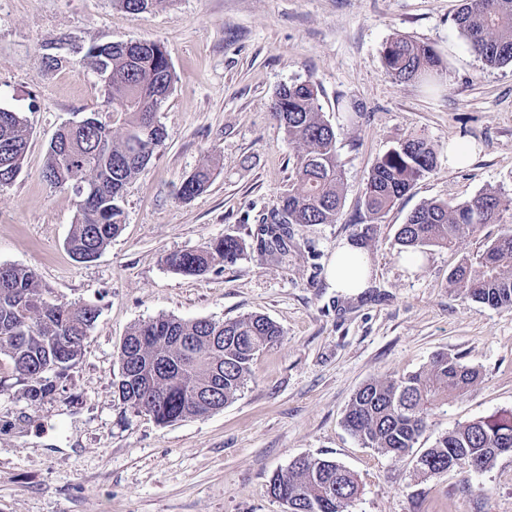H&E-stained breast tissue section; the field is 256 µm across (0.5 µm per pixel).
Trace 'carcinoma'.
<instances>
[{
	"mask_svg": "<svg viewBox=\"0 0 512 512\" xmlns=\"http://www.w3.org/2000/svg\"><path fill=\"white\" fill-rule=\"evenodd\" d=\"M459 34L485 66L512 65V0H463L455 18ZM86 59L95 72L110 76L102 92L112 111L127 116L124 135L116 139L101 123L64 126L49 144L44 177L54 186L85 184V204L78 208L68 247L81 262L95 259L125 224L120 205L126 184L136 178L162 146L165 133L156 112L176 81L163 44L147 41L128 49L120 43L89 48ZM386 72L400 82L437 81L440 60L434 49L396 36L383 50ZM273 114L288 142L297 148L294 177L266 217L257 239L264 256L288 255L291 224H335L341 218L344 173L336 134L324 118L319 90L310 82L282 86ZM29 132L17 112L0 108V189L18 177ZM434 147L409 135L378 159L369 174L363 204L379 223L395 202L433 171ZM202 168L186 179L178 194L190 199L210 181ZM504 200L488 190L473 200L452 205L429 201L400 225V251L428 247L454 250L465 234L484 224L500 223ZM243 241L224 237L193 251L170 254L166 264L177 273L201 276L213 267L233 263L244 252ZM448 284L491 307L512 306V227H502L483 252L461 259ZM98 318L87 304L61 302L37 288L35 274L24 267L0 266V355L28 382L27 396L41 401L55 390L50 376L59 375L81 358L84 343ZM149 337L145 346L139 338ZM281 336L275 322L262 314L233 320L185 321L158 317L133 326L118 356L135 349L121 366L115 384L122 404L144 411L161 425L201 417L233 400L251 375L257 355ZM479 371L446 355L430 368L391 380H373L359 388L344 415L345 427L366 444L403 455L426 430L429 415L477 385ZM497 448H512V414L467 422L439 438L416 458V470L427 476L448 471V462L466 469L472 461L491 460ZM354 475L334 460L306 456L288 472L270 480L272 495L288 512H345L358 494Z\"/></svg>",
	"mask_w": 512,
	"mask_h": 512,
	"instance_id": "obj_1",
	"label": "carcinoma"
}]
</instances>
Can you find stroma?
<instances>
[{"mask_svg": "<svg viewBox=\"0 0 512 512\" xmlns=\"http://www.w3.org/2000/svg\"><path fill=\"white\" fill-rule=\"evenodd\" d=\"M461 0H160L132 13L116 0H0V108L19 113L29 147L0 190V265L33 269L39 288L99 316L55 391L28 400L0 358V512H288L271 477L300 456L339 462L357 479L347 512H512V453L482 473L417 472L415 456L466 422L512 413V307L494 308L448 284L450 270L501 224L430 247L410 266L395 242L431 200L454 204L495 189L512 199V65L483 67L460 37ZM403 35L441 61L435 86L385 72L387 41ZM157 41L176 74L156 119L163 145L123 190L126 223L99 256L75 260L67 241L73 194L43 177L64 124L96 115L114 137L124 113L106 103L85 63L90 46ZM59 59L49 67L43 55ZM319 90L345 172L342 218L294 224L288 257L257 251V234L294 175L296 148L272 115L276 91ZM436 150L434 170L369 224L364 188L374 162L409 134ZM472 147L448 164V144ZM214 165L210 186L181 184ZM231 236L232 264L175 273L167 255ZM365 239L370 285L336 290L328 268L348 239ZM263 314L280 327L234 400L203 417L160 425L121 404L118 348L131 327L161 316L224 321ZM439 354L476 368L480 383L435 409L411 454L395 457L348 431L354 393L375 379L428 368ZM210 169L202 168L186 179L179 188L178 194L183 199H190L202 193L210 181Z\"/></svg>", "mask_w": 512, "mask_h": 512, "instance_id": "35a3bbf8", "label": "stroma"}]
</instances>
